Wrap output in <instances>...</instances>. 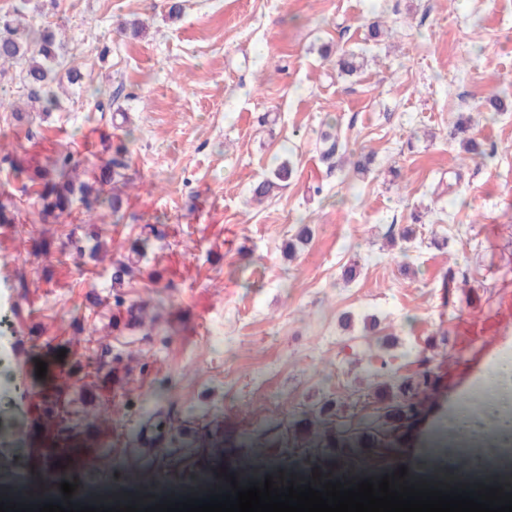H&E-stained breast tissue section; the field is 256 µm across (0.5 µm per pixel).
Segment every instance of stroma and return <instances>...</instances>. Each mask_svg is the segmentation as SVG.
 Masks as SVG:
<instances>
[{
    "label": "stroma",
    "instance_id": "obj_1",
    "mask_svg": "<svg viewBox=\"0 0 512 512\" xmlns=\"http://www.w3.org/2000/svg\"><path fill=\"white\" fill-rule=\"evenodd\" d=\"M31 4L83 79L48 112L0 80L25 112H0V202L22 203L0 224V279L15 289L13 334L60 353L53 380L25 366L28 447L61 435L103 451L112 483L209 479L226 493L256 469L319 491L402 469L418 484L441 458L486 464V446L436 434L512 352V111L489 106L512 99V0H182L177 18L169 0ZM136 20L143 31L119 33ZM376 20L389 30L377 40ZM325 47L366 65L342 75ZM326 134L345 142L341 159L322 157ZM119 149V213L45 224L22 202L55 156L79 158L86 181ZM280 158L292 179L253 202ZM302 224L311 238L289 252ZM431 347L427 392L370 433H338L337 418L372 413L380 364L410 376ZM55 400L70 409L49 431ZM152 416L161 432L145 450Z\"/></svg>",
    "mask_w": 512,
    "mask_h": 512
}]
</instances>
